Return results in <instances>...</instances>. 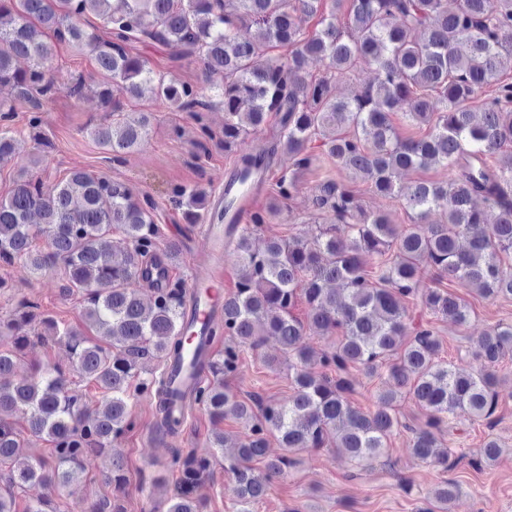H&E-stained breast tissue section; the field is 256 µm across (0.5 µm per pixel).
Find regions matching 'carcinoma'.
<instances>
[{
	"label": "carcinoma",
	"instance_id": "1",
	"mask_svg": "<svg viewBox=\"0 0 512 512\" xmlns=\"http://www.w3.org/2000/svg\"><path fill=\"white\" fill-rule=\"evenodd\" d=\"M0 0V86L11 87L14 104L0 108V161L14 152L10 135L15 105L25 107L29 135H41L42 99L63 88L79 99L91 92L111 112L89 131L112 160L120 161L149 135L151 113H126L112 104V85L130 98L144 84L158 99L200 122V146L214 139L200 112L218 101L224 108V151L236 154L241 180L258 175L271 182L269 202L250 211L248 224L229 239L234 245L236 280L224 297V318L211 325L209 341L229 340L224 356L209 360V376L193 386L187 403L203 406L214 424L233 416L244 437L224 460L239 509L252 512L270 481L293 464L305 448H334L358 467L387 456L394 432L412 434L414 455L448 468L450 449L439 437L453 433L457 416L488 420L498 406V388L509 381L500 363L512 356V323H500L480 337L474 355L484 362L469 372L440 357L441 341L432 322L411 321L405 301L415 300L435 316L465 325L470 305L433 287L432 280L459 281L477 295L512 297V0ZM346 9V20L338 18ZM95 15L100 25L87 27ZM319 17L320 28L307 21ZM254 27L252 39L239 35ZM179 45L207 75L224 73V85L208 94L201 82L167 83L147 59L132 52L137 42ZM67 43L89 54L101 79L72 75L60 83L53 67L55 47ZM272 46L285 53L268 54ZM324 61L328 75L313 78L311 58ZM25 60L22 69L18 62ZM362 66L374 81L351 100L332 94V81ZM489 91L475 105L478 94ZM405 109L426 127L418 138L401 136L390 112ZM276 115L280 134L250 150L239 146ZM295 158V168L274 174L279 152ZM321 152L370 190L401 201L412 223L394 224L383 213L364 209L340 179L320 183L313 203L331 221L310 241L253 236L280 214L301 189V172ZM498 156L491 165L488 158ZM442 165L450 176L440 182L400 185V170ZM174 210L196 223L208 208V192L176 184L167 195ZM157 206L124 182L74 169L45 185L23 172L11 195L0 200V262L24 260L36 272L63 268L65 292L81 295L82 316L96 337L47 316L41 324L53 342L66 346L72 372L100 391L104 405L91 410L74 388L70 373L37 365L29 379L16 382L19 353L32 341L25 332L38 305L22 302L3 325L12 349L0 352V468L8 487L0 491V512H16L13 488L79 479L85 461L107 462V478L120 489L125 461L114 443L133 426L129 402L155 400L162 436L176 438L183 423L168 417L163 377L138 373L142 356L168 361L184 358L182 325L193 304L184 283L155 288L158 252ZM440 210L441 224L427 217ZM126 247L115 252L112 234ZM44 238L47 249L36 247ZM379 260L367 270L365 258ZM333 336L315 357L306 335ZM276 338L293 371L286 402L238 398L224 385L237 374L240 347L258 349ZM385 377L376 408H356L350 396L358 373ZM407 389L425 411L422 425L403 424L395 412L398 392ZM22 419L17 427L10 416ZM45 435L54 443L51 460L21 454L23 433ZM287 454L267 458L268 437ZM214 444L187 454L176 451L167 466L179 473L168 512H201L196 489L210 478ZM264 462V470L253 467Z\"/></svg>",
	"mask_w": 512,
	"mask_h": 512
}]
</instances>
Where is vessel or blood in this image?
<instances>
[{
    "instance_id": "b4317fda",
    "label": "vessel or blood",
    "mask_w": 512,
    "mask_h": 512,
    "mask_svg": "<svg viewBox=\"0 0 512 512\" xmlns=\"http://www.w3.org/2000/svg\"><path fill=\"white\" fill-rule=\"evenodd\" d=\"M224 197L216 198L207 220L203 226L200 249L210 256L209 268L198 271L191 279L189 291L196 303L194 316L197 328H204L206 323L220 319L224 312V243L228 225L242 223L253 205L254 192L239 191L232 178L224 180ZM213 347L205 340L195 342L190 358L167 362L164 375L174 393L186 391L201 378L198 367L200 360L211 358Z\"/></svg>"
}]
</instances>
